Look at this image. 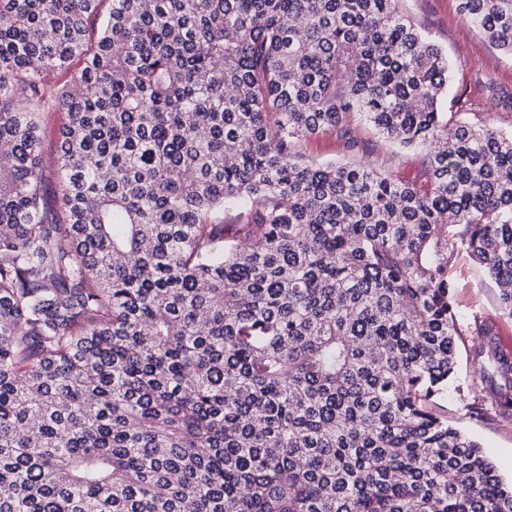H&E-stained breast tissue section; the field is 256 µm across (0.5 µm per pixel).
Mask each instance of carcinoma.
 <instances>
[{
	"mask_svg": "<svg viewBox=\"0 0 512 512\" xmlns=\"http://www.w3.org/2000/svg\"><path fill=\"white\" fill-rule=\"evenodd\" d=\"M459 10L512 56V0ZM449 72L399 0H0V512H512L432 408L456 252L512 317V134ZM357 116L425 182L304 160ZM65 121L63 112H50L43 118L41 131V149L46 156H49L56 147L57 130ZM393 170L399 178L405 181L421 183L424 180L422 156L415 151H401Z\"/></svg>",
	"mask_w": 512,
	"mask_h": 512,
	"instance_id": "carcinoma-1",
	"label": "carcinoma"
}]
</instances>
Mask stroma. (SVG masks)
I'll use <instances>...</instances> for the list:
<instances>
[{
  "instance_id": "stroma-1",
  "label": "stroma",
  "mask_w": 512,
  "mask_h": 512,
  "mask_svg": "<svg viewBox=\"0 0 512 512\" xmlns=\"http://www.w3.org/2000/svg\"><path fill=\"white\" fill-rule=\"evenodd\" d=\"M404 12L429 39L442 48L451 62L448 93L442 100L444 111L463 113L476 125L492 122L506 133L512 132V107L488 97L483 84L491 83L512 92V57L465 23L458 0H402ZM452 300L457 315L458 339L455 376L447 392L435 398L434 408L480 443L499 474L512 479V419L494 414L472 416L474 403L481 401V384L469 359L474 324H488L500 350L512 345V317L499 308V290L483 269L464 252L456 253L448 269Z\"/></svg>"
}]
</instances>
